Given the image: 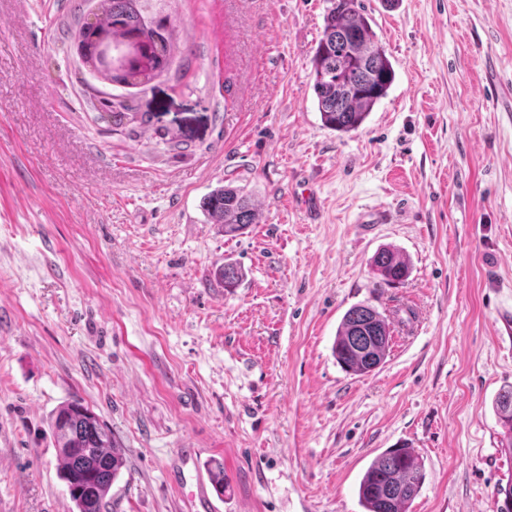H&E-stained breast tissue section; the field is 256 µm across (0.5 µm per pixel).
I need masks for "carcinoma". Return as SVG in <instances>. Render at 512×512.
Segmentation results:
<instances>
[{
  "instance_id": "1",
  "label": "carcinoma",
  "mask_w": 512,
  "mask_h": 512,
  "mask_svg": "<svg viewBox=\"0 0 512 512\" xmlns=\"http://www.w3.org/2000/svg\"><path fill=\"white\" fill-rule=\"evenodd\" d=\"M101 26L117 41L138 31L149 43L161 47L159 73L168 74L179 54L175 30L168 12L171 0H101ZM320 37L311 59L312 89L325 128L349 133L358 130L374 107L387 96L395 80L394 68L371 18L354 8V0H330ZM82 49L96 58L108 57L106 42L93 40L78 29ZM108 114L115 126L139 135L150 116L137 111L133 99L112 97ZM202 208L214 224L224 226V235L235 237L255 223L257 206L240 186L216 187L203 198ZM371 267L387 285L405 280L406 260L396 251L383 248L371 259ZM213 276L231 292L243 280L235 262L215 266ZM390 325L376 309L359 305L343 316L336 334L334 355L347 372L367 374L385 361ZM499 421L505 429L503 449L512 454V387L496 400ZM55 446L75 512H106L112 484L126 466L125 452L98 416L79 399L60 405L51 415ZM425 479L424 463L412 448H390L377 457L364 473L358 498L364 512H406L419 494Z\"/></svg>"
}]
</instances>
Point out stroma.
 <instances>
[{
    "mask_svg": "<svg viewBox=\"0 0 512 512\" xmlns=\"http://www.w3.org/2000/svg\"><path fill=\"white\" fill-rule=\"evenodd\" d=\"M80 2L0 0V512H74L51 427L74 398L125 450L110 512H195L214 462L218 512H364L363 473L404 444L426 474L408 512H496L512 0H355L396 79L350 133L312 89L329 0H174L191 66L136 93L135 139L79 62ZM227 183L259 208L233 238L202 209ZM384 246L401 284L369 264ZM227 259L245 271L230 293ZM355 305L392 330L364 375L332 352ZM370 265L387 285L400 283L409 274L406 260L390 248L377 251L372 257ZM213 276L217 282L224 286V290L232 292L238 288L244 277V272L235 262L224 261V264L216 265Z\"/></svg>",
    "mask_w": 512,
    "mask_h": 512,
    "instance_id": "35a3bbf8",
    "label": "stroma"
}]
</instances>
